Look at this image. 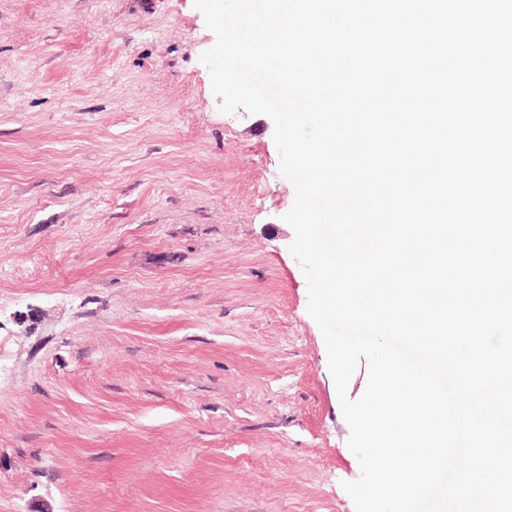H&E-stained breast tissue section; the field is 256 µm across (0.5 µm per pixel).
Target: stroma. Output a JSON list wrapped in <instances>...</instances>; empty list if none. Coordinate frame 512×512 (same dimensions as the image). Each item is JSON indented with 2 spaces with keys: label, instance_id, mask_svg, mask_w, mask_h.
Instances as JSON below:
<instances>
[{
  "label": "stroma",
  "instance_id": "obj_1",
  "mask_svg": "<svg viewBox=\"0 0 512 512\" xmlns=\"http://www.w3.org/2000/svg\"><path fill=\"white\" fill-rule=\"evenodd\" d=\"M193 0H0V512H355L274 124Z\"/></svg>",
  "mask_w": 512,
  "mask_h": 512
}]
</instances>
